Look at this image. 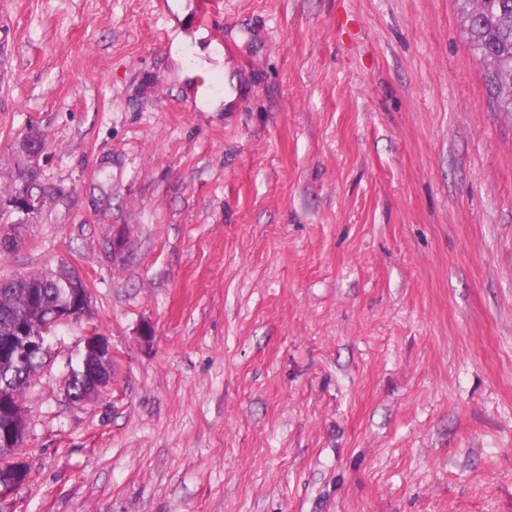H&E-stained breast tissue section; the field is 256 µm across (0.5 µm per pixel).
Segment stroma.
I'll use <instances>...</instances> for the list:
<instances>
[{"label": "stroma", "instance_id": "stroma-1", "mask_svg": "<svg viewBox=\"0 0 512 512\" xmlns=\"http://www.w3.org/2000/svg\"><path fill=\"white\" fill-rule=\"evenodd\" d=\"M175 2L0 0V237L20 170L42 198L0 277L90 292L0 512H512V116L456 0H212L230 112ZM92 333L112 385L73 403Z\"/></svg>", "mask_w": 512, "mask_h": 512}]
</instances>
